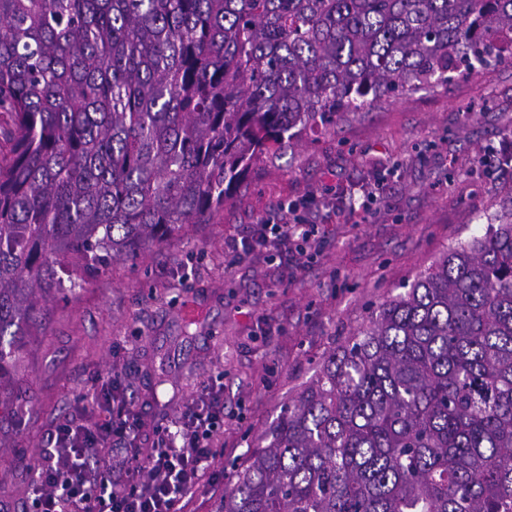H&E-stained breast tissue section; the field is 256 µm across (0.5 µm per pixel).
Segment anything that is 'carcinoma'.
I'll list each match as a JSON object with an SVG mask.
<instances>
[{
    "mask_svg": "<svg viewBox=\"0 0 512 512\" xmlns=\"http://www.w3.org/2000/svg\"><path fill=\"white\" fill-rule=\"evenodd\" d=\"M509 57L512 0H0V415L50 290L214 223L272 149ZM495 220L368 308L216 512H512Z\"/></svg>",
    "mask_w": 512,
    "mask_h": 512,
    "instance_id": "cac0c4a2",
    "label": "carcinoma"
}]
</instances>
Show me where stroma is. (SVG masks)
Masks as SVG:
<instances>
[{
	"mask_svg": "<svg viewBox=\"0 0 512 512\" xmlns=\"http://www.w3.org/2000/svg\"><path fill=\"white\" fill-rule=\"evenodd\" d=\"M512 64L340 120L263 157L214 223L93 273L48 299L27 337L22 416L0 417V503L30 505L52 421L111 369L147 428H170L202 391L224 400L213 450L224 476L326 353L447 247L483 236L512 204ZM319 227L308 261L230 239L281 207ZM193 303L195 318L183 317Z\"/></svg>",
	"mask_w": 512,
	"mask_h": 512,
	"instance_id": "obj_1",
	"label": "stroma"
}]
</instances>
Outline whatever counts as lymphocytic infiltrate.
Here are the masks:
<instances>
[{"instance_id": "1", "label": "lymphocytic infiltrate", "mask_w": 512, "mask_h": 512, "mask_svg": "<svg viewBox=\"0 0 512 512\" xmlns=\"http://www.w3.org/2000/svg\"><path fill=\"white\" fill-rule=\"evenodd\" d=\"M318 233L314 224L262 222L251 228L249 248L284 247L293 237L311 245ZM223 420L218 394H206L175 430L155 429L149 452H142L140 419L118 372H108L100 397L51 426L32 488L36 512H183L201 485L224 488L212 468Z\"/></svg>"}]
</instances>
